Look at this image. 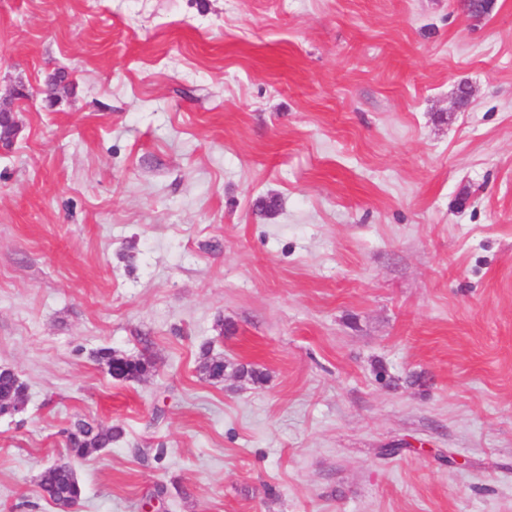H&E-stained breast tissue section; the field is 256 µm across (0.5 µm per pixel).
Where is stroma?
Returning <instances> with one entry per match:
<instances>
[{
  "label": "stroma",
  "instance_id": "1",
  "mask_svg": "<svg viewBox=\"0 0 512 512\" xmlns=\"http://www.w3.org/2000/svg\"><path fill=\"white\" fill-rule=\"evenodd\" d=\"M0 106V512H512V0H0ZM98 354L106 360L110 375L118 379H137L148 371L150 365L147 359L119 356L109 348L100 350ZM200 371L207 377L213 380H219L223 370L225 372L230 370L238 378H247L252 382H258L263 379V374L254 370L248 369L244 365H232L224 361V358L219 356H213L210 354V349H205L202 354L200 362ZM26 387L10 369H0V415L15 411V403L25 396ZM120 435V431L110 427L93 426L85 421L74 423L68 433L71 457H87L112 444ZM42 490L60 512H72L81 500L83 490L68 462H62L48 477Z\"/></svg>",
  "mask_w": 512,
  "mask_h": 512
}]
</instances>
